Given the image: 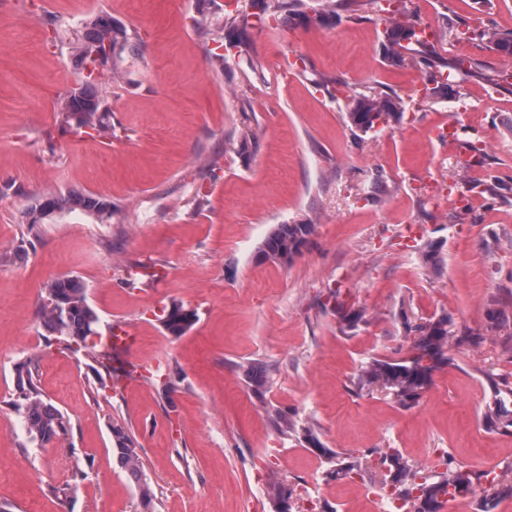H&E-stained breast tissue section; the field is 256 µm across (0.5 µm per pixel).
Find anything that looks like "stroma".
I'll list each match as a JSON object with an SVG mask.
<instances>
[{"instance_id":"35a3bbf8","label":"stroma","mask_w":512,"mask_h":512,"mask_svg":"<svg viewBox=\"0 0 512 512\" xmlns=\"http://www.w3.org/2000/svg\"><path fill=\"white\" fill-rule=\"evenodd\" d=\"M412 2L417 27L437 32L429 50L470 70L445 96L425 95L423 66L387 62L386 0H351L322 24L266 20L261 0H0V503L143 512L114 425L136 442L155 512H274L277 480L301 492L293 512H370L362 479L331 477L307 427L346 459L396 448L426 469L443 451L477 475L512 464V431L484 419L491 381L512 383V60L481 36L512 31V0ZM229 10L238 27L194 31ZM100 16L142 39L100 79L109 141L57 118L76 86L69 35ZM358 94L397 97L402 119L359 131ZM448 119L458 139L445 143L432 130ZM464 149L494 193L470 208L433 201L426 181L469 182ZM68 191L110 202L111 220L27 224L37 198ZM309 221L292 263L258 260L276 225ZM430 241L441 250L426 266ZM65 276L88 288L97 349L130 328L142 377L101 387L90 358L47 339L44 286ZM174 302L197 314L179 337L161 323ZM341 304L363 321L347 327ZM494 310L508 317L497 329ZM444 314L482 341L451 345L416 406L356 390L368 361L412 354L406 322ZM24 361L71 423L41 447L11 407ZM252 367L271 379L259 394ZM76 462L87 477L73 490Z\"/></svg>"}]
</instances>
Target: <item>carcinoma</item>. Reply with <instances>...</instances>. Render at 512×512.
<instances>
[{"mask_svg":"<svg viewBox=\"0 0 512 512\" xmlns=\"http://www.w3.org/2000/svg\"><path fill=\"white\" fill-rule=\"evenodd\" d=\"M263 12L274 18L291 19L305 14L306 0H262ZM399 18L393 20L386 36V59L395 66L405 64L406 53L420 41L413 14L404 7L397 10ZM90 32L71 39L72 54L79 65L77 89L64 98L60 106L61 126L76 133L86 129L112 138V123L107 121L108 111L99 90L96 76L114 73L126 51L139 45V35L120 30L103 17L89 23ZM493 48L512 57V31L487 30L482 33ZM402 117L400 102L393 97L367 96L353 98L348 112L351 125L366 133L380 122H397ZM81 213L101 222L112 218V204L92 195L69 191L43 195L26 214L29 224H46L57 216ZM315 225L279 224L266 237L258 253L261 261L290 264L301 249L306 247ZM45 299L40 307L42 328L53 338L66 343L67 348L85 355L112 375V359L107 351L100 353L87 344L90 337L98 335L99 316L89 304L87 288L74 276L55 279L45 287ZM196 312L179 303H172L165 310L164 329L172 336L185 334L195 323ZM407 331L414 336L415 352L401 360L373 359L365 364L356 378L358 390H377L391 397L403 408L415 406L423 392L431 385L435 371L452 363L448 347L464 339L456 337L450 328L448 316L429 318L420 322L405 321ZM14 385L19 400L12 408L25 424L31 441L42 446L66 434L69 419L57 408L47 403L38 387L34 370L29 362H20L14 369ZM486 422L496 430H512V387H494L491 400L486 404ZM116 462L140 491L141 504L148 510L153 506V492L144 474L135 440L121 426H111ZM305 439L318 455L336 463L333 473L348 477L374 466L384 471L379 481L371 485L381 491L391 489L393 496L412 506L410 512H440L442 497L453 485V497L473 492V476L455 465L451 455L442 456L440 470H422L409 463L396 448L386 451L373 450L374 458H358L343 462L337 453L322 446L311 430H305ZM501 494L499 484L483 487L480 512H494Z\"/></svg>","mask_w":512,"mask_h":512,"instance_id":"obj_1","label":"carcinoma"}]
</instances>
